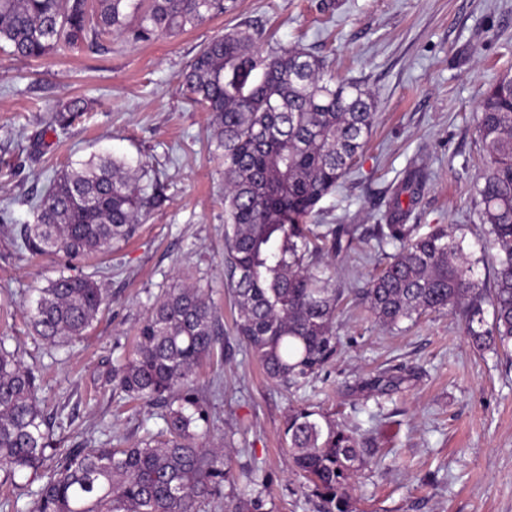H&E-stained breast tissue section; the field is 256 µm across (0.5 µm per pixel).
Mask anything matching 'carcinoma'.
<instances>
[{"instance_id": "obj_1", "label": "carcinoma", "mask_w": 512, "mask_h": 512, "mask_svg": "<svg viewBox=\"0 0 512 512\" xmlns=\"http://www.w3.org/2000/svg\"><path fill=\"white\" fill-rule=\"evenodd\" d=\"M224 12V0H0V51L41 59L59 45L105 49L112 35L134 42L174 36ZM258 30L232 29L204 44L184 79L191 101L209 112L224 165V251L244 348L269 379L299 388L336 355L341 293L328 256L340 231L307 223L323 197L351 173L375 120L371 91L342 80L324 57L283 47L266 52ZM87 111L61 103L60 126ZM483 174L475 205L496 250L493 285L453 231L415 237L404 224L385 236L399 250L367 283L362 300L377 323L393 329L441 310H459L478 351L512 345V75L500 76L476 113ZM141 177L109 152L54 173L18 229L36 255L86 259L133 235L149 204ZM493 309L485 326L483 304ZM105 299L88 276L61 275L39 291L30 320L39 337L63 345L86 334ZM222 324L196 286L166 289L147 311L133 350L107 382L146 407L164 409V428L128 448H76L47 464L49 424L32 367L0 336V474L42 483L30 512H201L228 488L225 512H263L267 487L230 450L199 443L208 422L196 369L215 351ZM284 441L291 468L324 503L353 512L350 481L364 464L356 436L312 407L292 410Z\"/></svg>"}]
</instances>
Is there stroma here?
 Masks as SVG:
<instances>
[{
	"mask_svg": "<svg viewBox=\"0 0 512 512\" xmlns=\"http://www.w3.org/2000/svg\"><path fill=\"white\" fill-rule=\"evenodd\" d=\"M237 26L262 31L266 50L334 52L336 75L364 83L376 103L352 172L316 218L354 241L331 266L348 300L337 318L341 345L295 393L267 379L234 333L223 166L208 113L182 85L200 46ZM510 71L512 0H224L222 15L150 43L115 37L101 52L62 45L38 60L0 53V206L13 216L0 223V336L35 370L52 447L130 446L162 428L160 409H136L105 378L162 290L187 276L224 326L221 391L211 386L212 364L196 379L208 440L233 432L238 461L258 467L268 485V512H322L283 441L288 413L303 405L357 430L367 463L349 489L355 512H512V359L477 352L457 314L389 330L360 300L374 268L397 250L380 234L395 220L417 235L454 227L476 278L492 284L493 253L474 205L473 117L489 84ZM76 97L87 115L59 127L57 105ZM103 151L146 173L152 206L134 236L82 260L21 249L16 229L32 221L30 198L44 194L54 171ZM412 172L422 187L393 218V193ZM75 273L97 281L107 304L81 340L52 347L29 312L38 289ZM377 379L385 391L370 390Z\"/></svg>",
	"mask_w": 512,
	"mask_h": 512,
	"instance_id": "1",
	"label": "stroma"
}]
</instances>
